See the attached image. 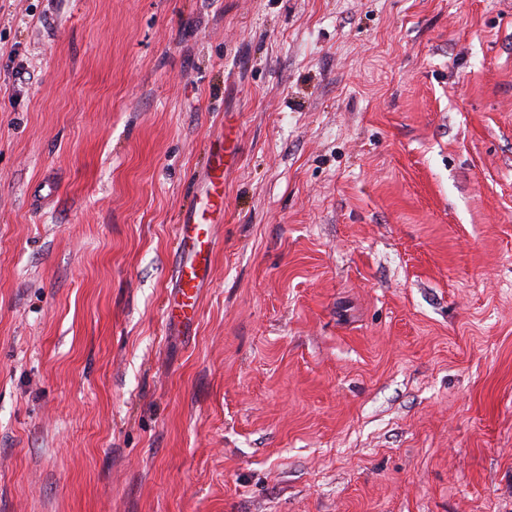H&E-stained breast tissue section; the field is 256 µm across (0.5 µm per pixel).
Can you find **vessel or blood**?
<instances>
[{"instance_id": "1", "label": "vessel or blood", "mask_w": 512, "mask_h": 512, "mask_svg": "<svg viewBox=\"0 0 512 512\" xmlns=\"http://www.w3.org/2000/svg\"><path fill=\"white\" fill-rule=\"evenodd\" d=\"M236 158V144L224 136L215 140L210 162L203 172L206 208L189 214L176 227L177 247L168 302L171 321L186 325L198 317L200 292L208 277L217 245L213 234L216 222L212 214L224 207V179Z\"/></svg>"}]
</instances>
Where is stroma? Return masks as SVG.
Segmentation results:
<instances>
[{
	"label": "stroma",
	"mask_w": 512,
	"mask_h": 512,
	"mask_svg": "<svg viewBox=\"0 0 512 512\" xmlns=\"http://www.w3.org/2000/svg\"><path fill=\"white\" fill-rule=\"evenodd\" d=\"M0 512H512V0H0ZM229 120V117L225 118L224 136L214 141L210 162L203 172L206 208L189 214L176 226L177 247L168 317L179 324L193 323L198 317L201 288L208 277L217 245L213 229L219 223L206 214L224 209V178L237 158V145L228 140Z\"/></svg>",
	"instance_id": "1"
}]
</instances>
